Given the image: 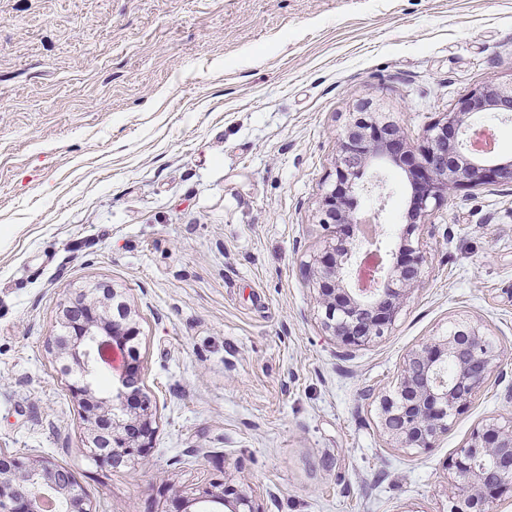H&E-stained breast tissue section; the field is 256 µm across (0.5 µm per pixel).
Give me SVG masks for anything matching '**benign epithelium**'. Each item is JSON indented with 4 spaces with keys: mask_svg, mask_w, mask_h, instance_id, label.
I'll use <instances>...</instances> for the list:
<instances>
[{
    "mask_svg": "<svg viewBox=\"0 0 512 512\" xmlns=\"http://www.w3.org/2000/svg\"><path fill=\"white\" fill-rule=\"evenodd\" d=\"M481 112L511 117L512 83L486 85L459 98L452 111L428 128L417 153L399 124L380 122L373 112L356 113L339 135L335 178L321 200L320 223L331 234L304 266L324 309L323 327L342 344L359 347L382 336L409 293L423 284L425 257L416 231L441 205L448 189L512 185L511 160L496 161L471 151L478 135L474 118ZM383 160L406 166L410 204L398 252L389 254L364 285L359 277L362 258L381 248L351 230L361 222L353 202L356 192L365 190L357 183L361 171ZM137 336L139 328L127 305L105 285L92 293L77 291L62 303L48 339L61 371H77L69 390L82 406L86 447L108 469L147 458L155 433L136 352L128 354L112 395L99 394L96 385L103 348L122 349ZM500 362L501 354L478 327L453 325L443 340L426 343L407 356L395 395L380 398L383 431L405 448L433 447L448 432L449 420L469 406ZM449 468L470 512H490L494 500L512 493V420L491 421L474 431ZM47 502L61 504V512H93L67 470L49 459L27 462L1 451L0 512H47ZM193 503L260 512L251 497L222 480L201 488Z\"/></svg>",
    "mask_w": 512,
    "mask_h": 512,
    "instance_id": "7a95c632",
    "label": "benign epithelium"
}]
</instances>
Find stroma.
I'll use <instances>...</instances> for the list:
<instances>
[{
  "mask_svg": "<svg viewBox=\"0 0 512 512\" xmlns=\"http://www.w3.org/2000/svg\"><path fill=\"white\" fill-rule=\"evenodd\" d=\"M509 81L512 0H0V449L66 468L95 512H173L215 479L262 512L462 506L450 459L512 417V186L449 189L424 285L365 346L325 332L303 263L361 103L417 148ZM363 181L356 212L397 249L406 174ZM102 284L140 330L156 428L112 471L46 343ZM458 322L502 364L434 447H398L379 398Z\"/></svg>",
  "mask_w": 512,
  "mask_h": 512,
  "instance_id": "35a3bbf8",
  "label": "stroma"
}]
</instances>
